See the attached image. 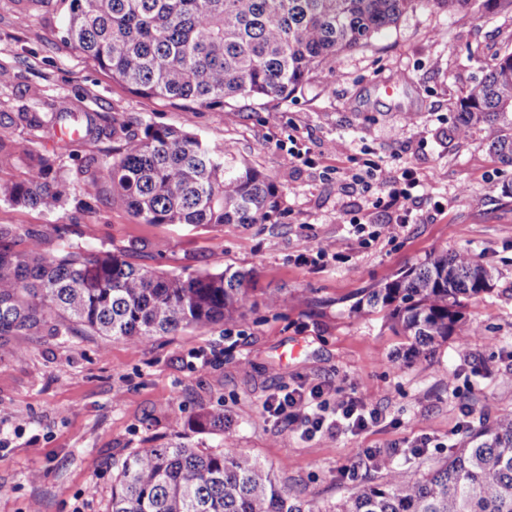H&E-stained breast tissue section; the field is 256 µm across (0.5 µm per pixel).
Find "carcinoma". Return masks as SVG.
Masks as SVG:
<instances>
[{"mask_svg":"<svg viewBox=\"0 0 512 512\" xmlns=\"http://www.w3.org/2000/svg\"><path fill=\"white\" fill-rule=\"evenodd\" d=\"M66 6L61 40L129 91L200 107L235 111L240 99L265 107L288 101L305 81L342 52L367 46L420 0H58ZM450 12L481 16L512 11V0H433ZM70 113L45 119L19 112L12 124L58 126ZM477 129L512 166V52L487 64L459 103L452 133ZM115 138L112 161L91 157L68 168L0 137V173L26 160L18 180H0V202L66 209L78 197H100L104 184L143 224H262L281 205L277 186L249 167H234L224 150L195 134L142 124L95 126ZM61 240L42 252L31 229L27 252L15 249L16 229L0 225V335L51 320L140 346L152 337L223 323L236 325L250 302L249 273H179L139 266L130 245L89 254ZM494 271L467 251L440 252L367 289L351 306L358 317L385 312L408 340L405 358L426 359L453 337L477 331L466 299L490 292ZM201 431H224V413L204 411ZM324 512H512V414L468 433L438 468L418 473L389 463ZM108 512H317L292 496L273 471L246 453L193 448L183 442L129 456L112 480Z\"/></svg>","mask_w":512,"mask_h":512,"instance_id":"carcinoma-1","label":"carcinoma"}]
</instances>
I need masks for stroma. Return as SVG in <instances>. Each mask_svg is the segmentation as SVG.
Wrapping results in <instances>:
<instances>
[{
    "label": "stroma",
    "instance_id": "1",
    "mask_svg": "<svg viewBox=\"0 0 512 512\" xmlns=\"http://www.w3.org/2000/svg\"><path fill=\"white\" fill-rule=\"evenodd\" d=\"M62 12L29 0H0V115L69 107L114 124L142 122L191 131L220 144L228 160L267 176L281 192L262 224L219 227L144 224L103 194L57 214L0 203L17 251L39 230L44 251L56 228L75 227L87 250L137 243L136 263L165 270L250 272L251 304L239 326L214 325L152 337L141 347L52 325L0 336V512H107L112 478L129 455L181 440L197 448L244 452L271 466L281 483L323 512L353 492L372 469L368 448L426 470L472 429L512 413V167L486 133L450 138L464 90L497 55L512 50V12L451 15L420 0L369 47L337 56L287 102L236 112L148 98L113 83L65 45ZM37 154L111 160L108 139H62L42 128L27 137ZM419 180L409 222L397 238L360 250L350 222L395 216L368 166ZM330 241L339 260L300 257ZM447 250L468 251L495 270L492 289L465 303L480 327L467 351L455 339L430 360L406 362L404 337L384 313L361 319L349 307L363 290ZM279 289L284 307L264 296ZM327 388L382 411L361 434L305 439L275 424L263 404L295 388ZM224 412V432L191 424Z\"/></svg>",
    "mask_w": 512,
    "mask_h": 512
}]
</instances>
